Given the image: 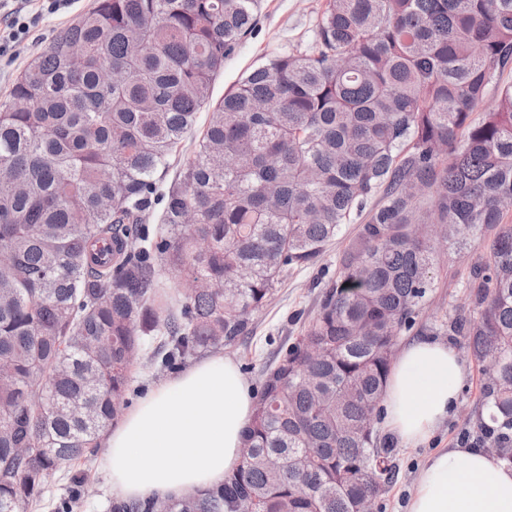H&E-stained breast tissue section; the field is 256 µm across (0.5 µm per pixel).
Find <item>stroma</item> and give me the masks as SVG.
Returning <instances> with one entry per match:
<instances>
[{"instance_id":"1","label":"stroma","mask_w":512,"mask_h":512,"mask_svg":"<svg viewBox=\"0 0 512 512\" xmlns=\"http://www.w3.org/2000/svg\"><path fill=\"white\" fill-rule=\"evenodd\" d=\"M93 0H71L68 8L46 15L31 26L27 37L10 51L0 55V100L5 99L15 78L32 57L42 51L52 38L78 15L88 10ZM324 0H261L254 31L243 40L224 62L212 92L213 101H220L225 91L253 68L268 59L305 47L313 37V25ZM360 217H352L344 225L340 237L326 249L319 264L289 271L278 287L272 302L255 315L253 333L244 341L225 346V355L238 361L252 388H259L265 366L278 355L281 347L293 342L304 322L316 314L320 292L319 282L324 269H335L336 256L352 236ZM483 248L462 254L440 250L435 286L431 289L424 310L415 326L406 332V339L429 336L461 349L460 337L450 335L448 317L468 310L467 275L472 263L482 257ZM468 379L461 391L456 413L436 431L429 443L418 448H397L395 462L398 475L383 495V512H406L408 500L424 458L439 448H450L469 441L467 414L477 409L481 374L475 363H468ZM90 479L78 486L74 470L65 469L51 477L43 499L34 512H55L59 501L78 495L76 512H110L113 496L103 469L102 455H95L84 465Z\"/></svg>"}]
</instances>
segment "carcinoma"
<instances>
[{
  "instance_id": "carcinoma-1",
  "label": "carcinoma",
  "mask_w": 512,
  "mask_h": 512,
  "mask_svg": "<svg viewBox=\"0 0 512 512\" xmlns=\"http://www.w3.org/2000/svg\"><path fill=\"white\" fill-rule=\"evenodd\" d=\"M259 2L95 0L0 102V512H33L91 458L129 407L130 352L153 345L165 372L251 335L355 214L316 315L263 370L248 458L191 509L355 512L366 470L387 490L395 448L366 408L437 248L488 234L448 330L478 365L502 357L468 424L512 466V0H325L313 39L227 91L158 193Z\"/></svg>"
}]
</instances>
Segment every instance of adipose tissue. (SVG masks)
Listing matches in <instances>:
<instances>
[{
	"mask_svg": "<svg viewBox=\"0 0 512 512\" xmlns=\"http://www.w3.org/2000/svg\"><path fill=\"white\" fill-rule=\"evenodd\" d=\"M465 364L442 341L403 343L382 405L407 448L427 443L454 411ZM255 398L237 362L210 355L154 386L104 438L115 498L177 499L222 483L240 464ZM408 512H512V468L479 448L441 449L424 462Z\"/></svg>",
	"mask_w": 512,
	"mask_h": 512,
	"instance_id": "1",
	"label": "adipose tissue"
}]
</instances>
